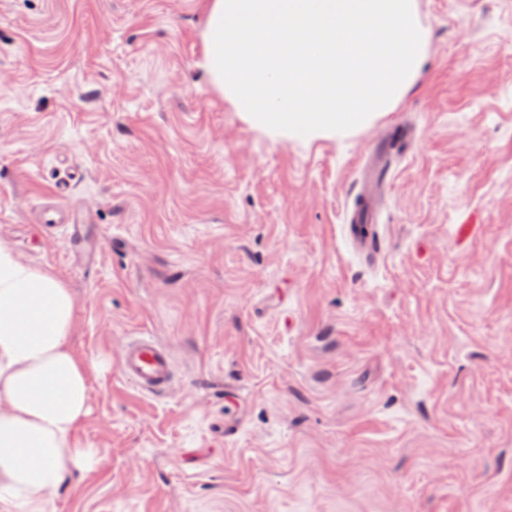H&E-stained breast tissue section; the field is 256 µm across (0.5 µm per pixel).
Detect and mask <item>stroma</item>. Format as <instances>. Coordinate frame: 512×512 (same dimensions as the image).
I'll return each mask as SVG.
<instances>
[{
  "mask_svg": "<svg viewBox=\"0 0 512 512\" xmlns=\"http://www.w3.org/2000/svg\"><path fill=\"white\" fill-rule=\"evenodd\" d=\"M418 6L393 111L274 142L209 81L207 0H0V243L94 364L101 463L52 512H512V0ZM382 138L371 261L345 209ZM141 334L167 395L119 372ZM118 368L121 376L145 395L161 396L171 388L174 376L171 352L153 336H134L125 341Z\"/></svg>",
  "mask_w": 512,
  "mask_h": 512,
  "instance_id": "stroma-1",
  "label": "stroma"
}]
</instances>
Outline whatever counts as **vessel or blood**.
I'll return each mask as SVG.
<instances>
[{
  "label": "vessel or blood",
  "instance_id": "vessel-or-blood-1",
  "mask_svg": "<svg viewBox=\"0 0 512 512\" xmlns=\"http://www.w3.org/2000/svg\"><path fill=\"white\" fill-rule=\"evenodd\" d=\"M373 210L361 200L353 201L347 210V221L358 245L367 254L377 252V239L370 226ZM121 376L141 393L149 396L166 394L172 384L174 364L168 347L151 336H135L125 341L118 359Z\"/></svg>",
  "mask_w": 512,
  "mask_h": 512
}]
</instances>
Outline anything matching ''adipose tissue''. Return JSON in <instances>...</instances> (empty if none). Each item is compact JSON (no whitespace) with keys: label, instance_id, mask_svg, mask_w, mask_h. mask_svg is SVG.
<instances>
[{"label":"adipose tissue","instance_id":"adipose-tissue-1","mask_svg":"<svg viewBox=\"0 0 512 512\" xmlns=\"http://www.w3.org/2000/svg\"><path fill=\"white\" fill-rule=\"evenodd\" d=\"M75 309L58 278L0 244V512H51L49 493L99 463L77 436L91 364L69 344Z\"/></svg>","mask_w":512,"mask_h":512}]
</instances>
